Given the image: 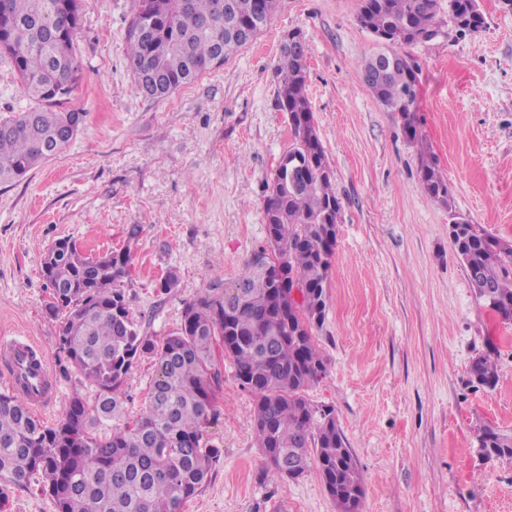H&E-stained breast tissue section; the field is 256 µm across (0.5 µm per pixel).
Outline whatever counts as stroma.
Returning a JSON list of instances; mask_svg holds the SVG:
<instances>
[{"label":"stroma","instance_id":"35a3bbf8","mask_svg":"<svg viewBox=\"0 0 512 512\" xmlns=\"http://www.w3.org/2000/svg\"><path fill=\"white\" fill-rule=\"evenodd\" d=\"M481 31L443 22L431 41L404 47L419 68L422 143L372 96L361 61L375 44L358 21L360 0H278L270 22L223 66L166 98L136 93L126 54L136 0H80L75 43L82 78L63 104L83 113L58 155L0 186V338L42 349L56 398L38 416L66 413L96 388L63 370L56 323L45 311L47 249L67 238L88 255L118 251L142 227L128 286L141 335L177 330L185 302L223 294L267 246L261 187L290 144L272 70L284 34L308 47L311 108L341 201V223L314 331L325 377L307 392L330 405L358 463L361 512H512V458L486 459L477 438L512 435V322L479 300L456 258L451 215L512 241V0H478ZM428 148L450 204L419 178ZM175 271L164 294L158 282ZM489 353L498 382H472ZM214 385L223 448L184 512H339L316 469L267 476L251 414L222 345ZM155 376L136 360L123 384L125 415H139Z\"/></svg>","mask_w":512,"mask_h":512}]
</instances>
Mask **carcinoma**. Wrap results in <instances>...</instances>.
Returning a JSON list of instances; mask_svg holds the SVG:
<instances>
[{"mask_svg": "<svg viewBox=\"0 0 512 512\" xmlns=\"http://www.w3.org/2000/svg\"><path fill=\"white\" fill-rule=\"evenodd\" d=\"M138 0L128 31L127 56L137 93L164 98L209 70L218 55L228 59L248 45L242 26L258 34L278 0ZM448 14L461 33L484 28L478 0H362L359 23L385 46L362 63L368 88L402 131L422 142L417 117L416 65L403 46L429 41L437 18ZM79 0H0V56L18 75L35 106L0 118V183L23 179L64 149L78 112L57 110L80 78L74 52ZM307 46L282 41L274 68L277 107L288 114L291 145L280 161L288 175L264 185L267 240L279 267L259 269L266 251L253 255L237 284L241 302L225 308L224 297L204 294L184 303L181 325L155 341L140 335L130 316L125 288L132 260L127 230L120 252L92 258L67 239L59 255L44 261L52 290L46 304L57 321V343L70 365L97 388L93 408L76 394L54 427L43 425L17 397L0 392V501L8 490L43 483L55 512H183L205 486L223 449L208 437L218 416L211 349L224 345L241 384L256 397L253 430L273 477L297 479L316 465L342 512H359L362 481L355 456L336 423V410L315 405L308 389L326 373L313 336L326 308L341 202L314 120L306 81ZM427 195L451 204L433 159L420 162ZM455 256L478 298L504 321H512V242L465 221L452 220ZM301 290L300 299L292 288ZM149 356L156 377L147 406L132 421L121 418L123 378L134 361ZM470 375L494 387L495 362L476 358ZM479 446L487 456L512 457V436L491 427ZM298 458L288 470V456Z\"/></svg>", "mask_w": 512, "mask_h": 512, "instance_id": "1", "label": "carcinoma"}]
</instances>
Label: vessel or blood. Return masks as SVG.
I'll list each match as a JSON object with an SVG mask.
<instances>
[{
  "label": "vessel or blood",
  "instance_id": "b4317fda",
  "mask_svg": "<svg viewBox=\"0 0 512 512\" xmlns=\"http://www.w3.org/2000/svg\"><path fill=\"white\" fill-rule=\"evenodd\" d=\"M0 365L9 372L11 391L24 396L32 410H42L53 400L54 381L44 354L33 342L1 340Z\"/></svg>",
  "mask_w": 512,
  "mask_h": 512
}]
</instances>
